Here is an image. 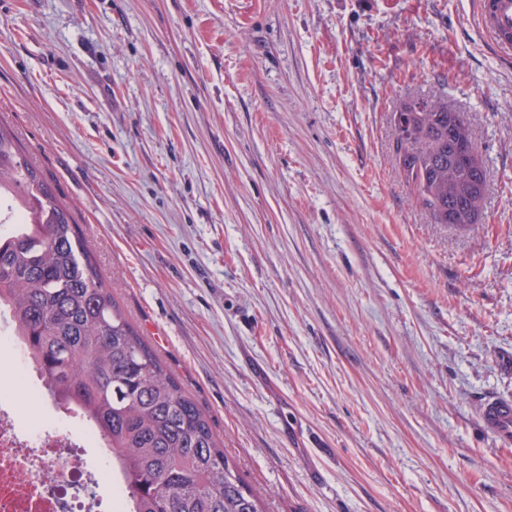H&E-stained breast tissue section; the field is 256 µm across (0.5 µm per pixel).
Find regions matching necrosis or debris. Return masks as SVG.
Masks as SVG:
<instances>
[{
    "instance_id": "1",
    "label": "necrosis or debris",
    "mask_w": 512,
    "mask_h": 512,
    "mask_svg": "<svg viewBox=\"0 0 512 512\" xmlns=\"http://www.w3.org/2000/svg\"><path fill=\"white\" fill-rule=\"evenodd\" d=\"M0 343L16 356V372L28 384L31 399L49 409L55 400L43 388L34 363L15 336L7 312H0ZM93 424H86L74 437L59 428L47 429L35 424L22 430L9 404L0 402V512H101L97 499L69 494L70 484L109 480L121 488L123 478L118 467L105 465L97 472H86L78 448L104 447Z\"/></svg>"
}]
</instances>
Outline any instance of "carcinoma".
<instances>
[{"instance_id":"1","label":"carcinoma","mask_w":512,"mask_h":512,"mask_svg":"<svg viewBox=\"0 0 512 512\" xmlns=\"http://www.w3.org/2000/svg\"><path fill=\"white\" fill-rule=\"evenodd\" d=\"M391 123L402 177L435 223H477L488 171L462 114L409 100ZM0 226V307L52 396L112 448L129 512H260L206 415L114 303L70 210L1 131Z\"/></svg>"}]
</instances>
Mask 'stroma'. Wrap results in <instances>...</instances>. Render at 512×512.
Wrapping results in <instances>:
<instances>
[{
    "mask_svg": "<svg viewBox=\"0 0 512 512\" xmlns=\"http://www.w3.org/2000/svg\"><path fill=\"white\" fill-rule=\"evenodd\" d=\"M461 112L479 223L391 115ZM0 124L265 512H512V61L476 0H0ZM0 346V385L32 405ZM402 177L437 224H476L488 171L461 112L409 100L391 118ZM481 423L497 446H512V398L488 397L482 408Z\"/></svg>",
    "mask_w": 512,
    "mask_h": 512,
    "instance_id": "1",
    "label": "stroma"
}]
</instances>
